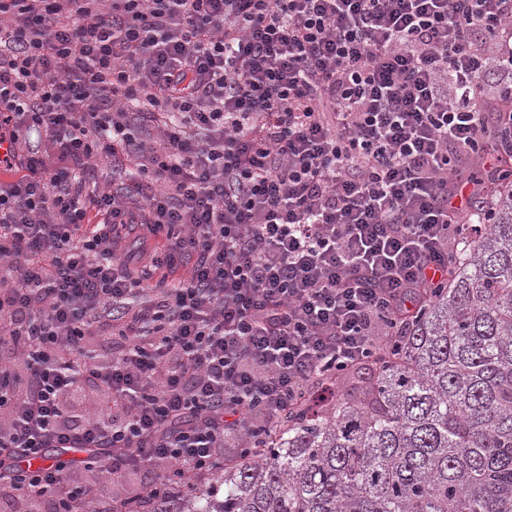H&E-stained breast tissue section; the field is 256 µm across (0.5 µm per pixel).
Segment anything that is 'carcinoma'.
<instances>
[{
    "label": "carcinoma",
    "instance_id": "carcinoma-1",
    "mask_svg": "<svg viewBox=\"0 0 512 512\" xmlns=\"http://www.w3.org/2000/svg\"><path fill=\"white\" fill-rule=\"evenodd\" d=\"M492 221L358 385L150 512H512V165Z\"/></svg>",
    "mask_w": 512,
    "mask_h": 512
}]
</instances>
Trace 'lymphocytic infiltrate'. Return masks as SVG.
I'll return each mask as SVG.
<instances>
[{
  "instance_id": "lymphocytic-infiltrate-1",
  "label": "lymphocytic infiltrate",
  "mask_w": 512,
  "mask_h": 512,
  "mask_svg": "<svg viewBox=\"0 0 512 512\" xmlns=\"http://www.w3.org/2000/svg\"><path fill=\"white\" fill-rule=\"evenodd\" d=\"M5 15L0 512H139L388 350L473 230L458 168L505 149L487 100L512 133V0ZM100 158L115 190L95 187ZM51 448L151 479L116 501L67 484L63 460L15 463Z\"/></svg>"
}]
</instances>
